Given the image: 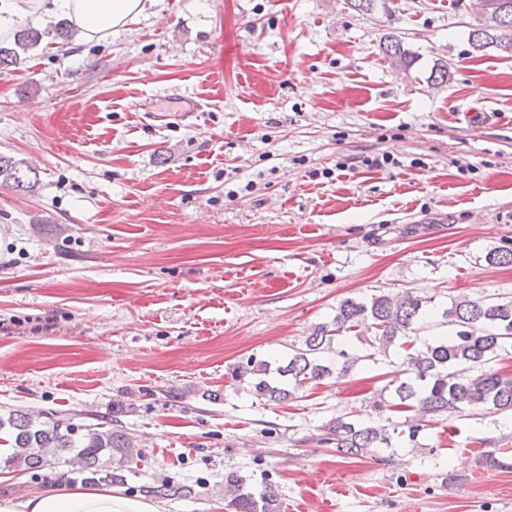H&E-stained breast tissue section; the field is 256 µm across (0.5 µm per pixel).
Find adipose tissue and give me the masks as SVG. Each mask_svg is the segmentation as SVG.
Segmentation results:
<instances>
[{"label":"adipose tissue","instance_id":"adipose-tissue-1","mask_svg":"<svg viewBox=\"0 0 512 512\" xmlns=\"http://www.w3.org/2000/svg\"><path fill=\"white\" fill-rule=\"evenodd\" d=\"M79 28L84 40H100L142 14L146 0H53ZM0 512H160L153 501L130 497L113 487L51 489L19 497H0Z\"/></svg>","mask_w":512,"mask_h":512}]
</instances>
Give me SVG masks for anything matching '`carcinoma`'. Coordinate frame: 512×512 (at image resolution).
Masks as SVG:
<instances>
[{"instance_id":"obj_1","label":"carcinoma","mask_w":512,"mask_h":512,"mask_svg":"<svg viewBox=\"0 0 512 512\" xmlns=\"http://www.w3.org/2000/svg\"><path fill=\"white\" fill-rule=\"evenodd\" d=\"M347 2L362 15H373L385 7L380 0ZM49 35L62 49L74 32L67 21L43 31L33 27L17 30L13 44L0 45V69L18 64L21 56L37 48ZM468 41L476 52L495 48L512 55V0H480L479 17L469 31ZM381 51L395 68L407 70L413 65L414 55L405 48L400 35H386ZM0 182L33 193L38 188L39 175L30 176L15 161L0 157ZM485 259L492 265L510 266L512 249L495 246L488 250ZM431 303L432 299L411 290L346 298L336 306L331 322L318 325L304 345L292 350L282 363L273 368L269 361L250 357L237 371L241 377L256 376L252 383L256 396L281 404L295 398L309 382L343 377L361 362H375L378 355L388 354L390 346L399 345L406 369L389 381L384 390L389 392L393 407L414 411L417 418L406 426L364 423L338 416L324 426L326 433L319 441L333 446L341 456H361L391 448L404 435L414 443L428 418L461 417L475 410L512 412V378L488 368L490 363L512 353V297L452 298L450 305L436 315ZM362 324L374 330L364 349L340 350L344 361L336 372L321 363L322 352ZM427 330L430 334L423 335ZM2 430L9 435V448L3 459L9 469L43 470L51 465L44 450L51 448L63 457L64 464L74 465L68 474L78 476L82 483L123 485L126 474L133 472L135 462L141 460V452L135 449L128 433L104 427L82 429L63 416L42 421L33 412L16 409L6 417L0 416ZM139 491L159 496L192 494L191 487L169 481L144 484ZM224 491L234 512H281L278 495L265 476L255 485L234 471L227 472Z\"/></svg>"}]
</instances>
